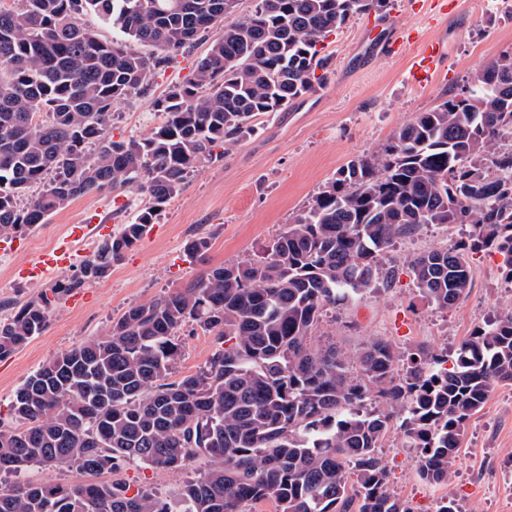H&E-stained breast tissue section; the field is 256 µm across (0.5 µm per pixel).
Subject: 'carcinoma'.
Wrapping results in <instances>:
<instances>
[{"instance_id":"carcinoma-1","label":"carcinoma","mask_w":512,"mask_h":512,"mask_svg":"<svg viewBox=\"0 0 512 512\" xmlns=\"http://www.w3.org/2000/svg\"><path fill=\"white\" fill-rule=\"evenodd\" d=\"M0 8V238L45 223L79 196L135 190L134 220L70 276L0 318V359L47 326L66 296L107 277L160 211L253 118L282 112L326 79L324 41L389 0H257L224 25L236 0H17ZM93 10L142 53L82 26ZM221 30L194 77L156 101L164 122L115 141V104L143 91L204 33ZM322 74H317V71ZM418 112L380 152L337 169L312 204L257 259L207 268L185 287L134 305L104 337L44 363L0 421V512H411L390 491L377 453L390 429L418 455L419 476L451 479L470 419L512 384V307L475 327L453 357L424 344L404 354L367 341L355 359L316 345L323 310L389 280L385 253L426 224H471L468 240L410 262L418 296L438 309L463 298L468 257L491 250L512 282V55ZM205 237L187 256L201 260ZM213 336L196 372L173 377L178 333ZM203 473L173 500L110 483L32 485L33 465L117 473L131 462Z\"/></svg>"}]
</instances>
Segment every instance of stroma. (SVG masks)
Masks as SVG:
<instances>
[{"mask_svg":"<svg viewBox=\"0 0 512 512\" xmlns=\"http://www.w3.org/2000/svg\"><path fill=\"white\" fill-rule=\"evenodd\" d=\"M429 2L390 0L386 16L391 34L417 27L446 37L448 62L432 84L413 86L407 57L374 52L364 37L365 17H354L325 42L331 61L322 86L288 111L254 118L248 134L225 151L222 161L199 168L110 275L66 297L41 335L0 360V409H7L14 391L43 363L88 338L105 335L128 307L185 286L203 267L261 256L339 167L376 154L414 113L457 93L464 79L482 66L512 54V0H458L456 12L441 19L430 15ZM210 42L203 37L178 56L173 68L155 77L146 94L116 105L114 138L144 137L159 126L155 100L171 83L192 76ZM144 203L143 195L129 191L94 192L36 225L21 236L20 251H0V303L24 302L54 283L51 275L37 283L20 280L14 271L61 242L68 225L94 221L106 226L105 234L92 235L80 246L83 259L104 235L130 223ZM470 231L467 224H431L395 242L389 252L391 282L378 283L355 301L327 312L314 331L316 342L349 354L375 336L407 351L422 343L456 349L494 311L512 305V284L502 273L501 257L487 251L471 254V287L447 309L421 301L409 262L419 252L452 244ZM192 237L210 242L204 262L184 255ZM179 336L182 355L175 373L182 376L205 364L213 338L194 324L182 327ZM380 454L391 471L392 490L412 512H435L445 495L456 499L459 512H512V385L496 388L471 418L448 485L435 486L419 477L417 462L406 453L399 434H388ZM189 473L132 463L119 477L131 486L166 494Z\"/></svg>","mask_w":512,"mask_h":512,"instance_id":"35a3bbf8","label":"stroma"}]
</instances>
